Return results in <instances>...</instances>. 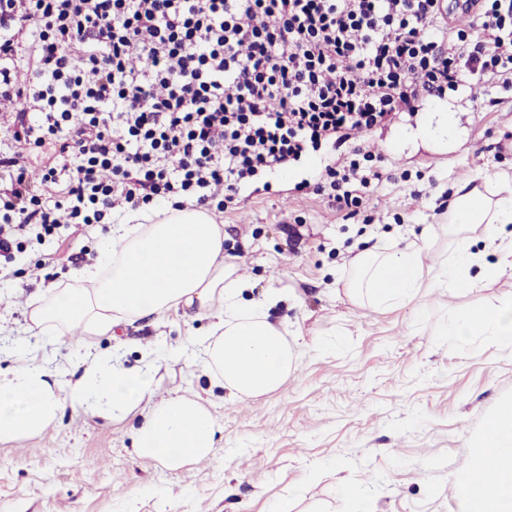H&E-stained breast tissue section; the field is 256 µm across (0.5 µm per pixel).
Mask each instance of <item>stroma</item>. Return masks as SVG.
I'll list each match as a JSON object with an SVG mask.
<instances>
[{
	"mask_svg": "<svg viewBox=\"0 0 512 512\" xmlns=\"http://www.w3.org/2000/svg\"><path fill=\"white\" fill-rule=\"evenodd\" d=\"M448 101L460 111L455 130L442 134ZM507 136L512 89L463 86L412 121L369 134L381 180L356 217L295 192L318 178L321 152L272 177L273 193L241 194L215 213L224 256L250 284L244 299L284 291L268 319L299 352L285 384L252 400L230 397L200 365L194 339L212 327L211 314L184 308L110 336H46L33 326V302L74 286V270L94 262L122 211L88 235L68 226L54 241H25L0 273L1 373L24 350L66 382L82 343L125 368L154 365L157 397L199 400L218 430L208 461L171 469L135 451L147 406L114 421L65 408L47 430L0 443V512H271L283 500L291 512H462L454 480L469 465L470 438L512 397V345L490 336L462 345L447 329L459 312L512 293V278L453 292L437 280L453 257L443 208L461 189L512 187V151L499 149ZM426 233L416 307L353 301L354 256L381 239L401 249Z\"/></svg>",
	"mask_w": 512,
	"mask_h": 512,
	"instance_id": "stroma-1",
	"label": "stroma"
}]
</instances>
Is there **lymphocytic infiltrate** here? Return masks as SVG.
Wrapping results in <instances>:
<instances>
[{"label":"lymphocytic infiltrate","instance_id":"1","mask_svg":"<svg viewBox=\"0 0 512 512\" xmlns=\"http://www.w3.org/2000/svg\"><path fill=\"white\" fill-rule=\"evenodd\" d=\"M436 2L0 0V258L117 208L227 209L323 149L297 191L357 215L381 177L358 138L471 81L512 87V0H468L466 29Z\"/></svg>","mask_w":512,"mask_h":512}]
</instances>
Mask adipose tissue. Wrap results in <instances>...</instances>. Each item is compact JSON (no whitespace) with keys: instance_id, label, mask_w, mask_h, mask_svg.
I'll return each mask as SVG.
<instances>
[{"instance_id":"adipose-tissue-1","label":"adipose tissue","mask_w":512,"mask_h":512,"mask_svg":"<svg viewBox=\"0 0 512 512\" xmlns=\"http://www.w3.org/2000/svg\"><path fill=\"white\" fill-rule=\"evenodd\" d=\"M512 224V195L494 199L477 190L458 196L448 213L455 236L449 286L473 287L472 270L481 258L464 229ZM428 242L391 250L387 243L358 254L349 293L358 303L381 308L416 300L423 276L422 255ZM75 287L33 307L30 317L40 332L63 336L73 330L102 336L134 317L157 315L192 304L220 315L204 340V370L213 372L230 395L254 399L281 388L297 368V353L280 327L269 321L268 306L281 301L278 291L264 299L242 298L245 282L224 259V232L206 210L185 205L154 212L148 223L127 216L117 238L106 242L94 264L75 273ZM449 336L472 344L491 336L512 345V295L479 312L461 313ZM153 368L114 366L106 353L95 355L67 389L48 380L35 358L0 375V443L43 432L64 405L120 419L142 402L151 408L135 433L138 455L177 468L208 458L217 422L198 401L176 396L155 400ZM472 460L454 488L465 512H512V398L499 403L471 441Z\"/></svg>"}]
</instances>
